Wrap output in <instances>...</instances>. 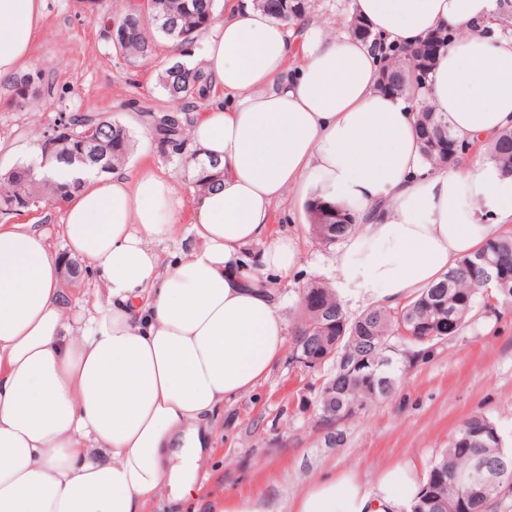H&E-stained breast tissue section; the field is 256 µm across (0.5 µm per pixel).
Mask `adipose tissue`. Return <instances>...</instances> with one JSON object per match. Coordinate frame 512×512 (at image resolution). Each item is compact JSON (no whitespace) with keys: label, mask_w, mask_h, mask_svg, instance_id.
<instances>
[{"label":"adipose tissue","mask_w":512,"mask_h":512,"mask_svg":"<svg viewBox=\"0 0 512 512\" xmlns=\"http://www.w3.org/2000/svg\"><path fill=\"white\" fill-rule=\"evenodd\" d=\"M498 0H353L385 43L438 28L457 39L428 82L454 136L512 126V39L491 31ZM45 0H0V83L29 61ZM217 95L190 143L224 180L197 195L182 253L163 261L185 205L165 180L115 170L62 205L70 256L99 287L75 305L47 232L0 224V512H143L163 489L188 494L212 418L280 361L285 324L261 280L301 262L270 238L273 205L314 189L348 206L336 253L340 302L393 307L439 282L512 225V180L492 166L426 173L410 102L376 87L380 52L309 16L289 27L254 0H224L198 60ZM490 206L491 222L480 220ZM265 247L257 271L242 250ZM424 478L403 460L363 482H309L292 512H406Z\"/></svg>","instance_id":"adipose-tissue-1"}]
</instances>
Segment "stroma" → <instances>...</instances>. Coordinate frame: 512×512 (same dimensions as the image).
<instances>
[{
	"instance_id": "obj_1",
	"label": "stroma",
	"mask_w": 512,
	"mask_h": 512,
	"mask_svg": "<svg viewBox=\"0 0 512 512\" xmlns=\"http://www.w3.org/2000/svg\"><path fill=\"white\" fill-rule=\"evenodd\" d=\"M115 0H97L87 10L79 0H47L31 66L41 75L26 107L15 103L14 84H0V170L38 159L37 132L62 115H112L125 122L134 140L128 170L150 169L184 198L193 193L194 164L150 133L143 107L166 109L157 82L163 59L132 65L112 47L103 19ZM306 203L288 198L273 208L271 236L293 233L303 262L275 274L276 303L285 324H293L298 291L307 282L339 280L335 249L311 233ZM463 335L436 345L423 361L395 355L397 387L387 400L339 427L302 409L319 372L284 357L253 391L226 401L215 419L212 451L199 469L193 491L175 499L162 493L146 512H208L225 494L261 495L278 512H291L295 497L316 477L355 471L366 482L394 462L410 459L428 470L459 424L475 412L487 414L512 445V306L496 315L471 314Z\"/></svg>"
}]
</instances>
